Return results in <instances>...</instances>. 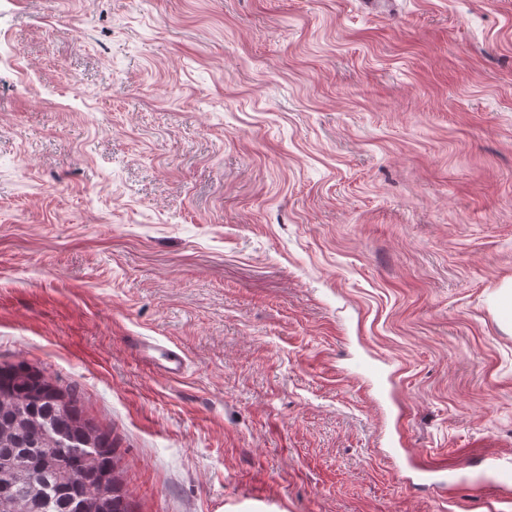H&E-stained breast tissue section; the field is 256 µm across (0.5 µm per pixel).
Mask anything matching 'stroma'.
Masks as SVG:
<instances>
[{
  "mask_svg": "<svg viewBox=\"0 0 512 512\" xmlns=\"http://www.w3.org/2000/svg\"><path fill=\"white\" fill-rule=\"evenodd\" d=\"M511 282L512 0H0V361L133 512H485ZM157 370L164 376L177 379L185 372V360L172 348H164L163 361L155 363Z\"/></svg>",
  "mask_w": 512,
  "mask_h": 512,
  "instance_id": "35a3bbf8",
  "label": "stroma"
}]
</instances>
